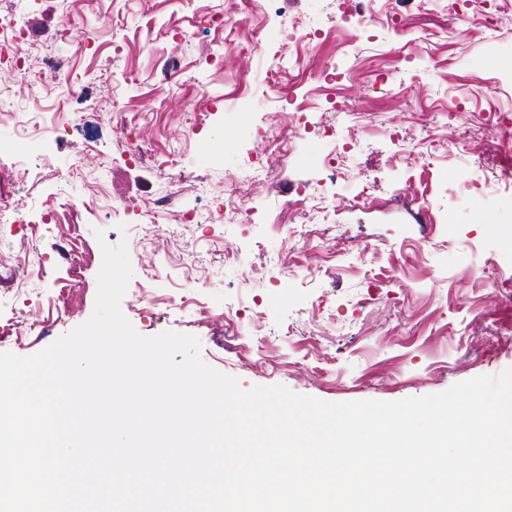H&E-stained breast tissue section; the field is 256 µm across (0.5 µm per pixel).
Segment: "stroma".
<instances>
[{"instance_id": "1", "label": "stroma", "mask_w": 512, "mask_h": 512, "mask_svg": "<svg viewBox=\"0 0 512 512\" xmlns=\"http://www.w3.org/2000/svg\"><path fill=\"white\" fill-rule=\"evenodd\" d=\"M226 6L0 0L21 26L14 51L31 62L0 95L11 150L0 197L25 196L35 216L58 199L78 212L72 230L0 223V351L33 355L87 321L100 245L123 241L133 277L121 311L135 330L197 337L202 360L246 391L397 401L512 367V184L497 178L512 171V132L491 131L512 114V6L371 0V25L340 30L345 0H240L231 55L216 24ZM396 12L401 38L385 26ZM257 27L268 32L258 47ZM305 29L327 34L311 62L352 73L338 103L293 66L291 35ZM172 51L181 76L164 89L156 64ZM45 56L68 63L67 77H48ZM276 78L296 104L281 101ZM28 100L47 117L23 138ZM252 125L289 142L288 155L245 137ZM424 131L436 150L405 158ZM135 140L144 160L129 152ZM172 156L186 184L171 180ZM260 163L269 178L242 181ZM237 179L248 214L228 224L212 202ZM308 181L321 185L324 240L286 219ZM362 191L365 204L350 207ZM29 237L49 275L21 290L14 269ZM33 314L41 336L17 340L14 324Z\"/></svg>"}]
</instances>
